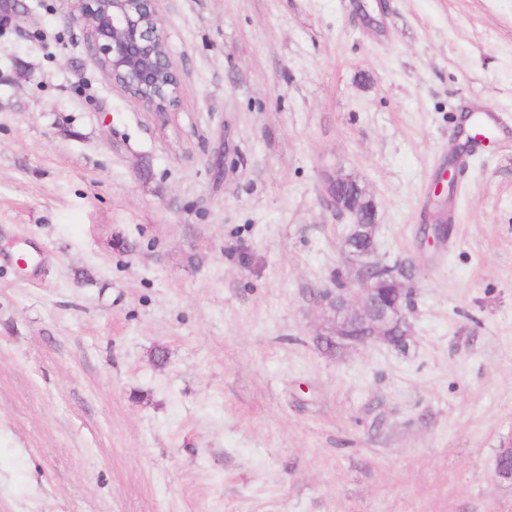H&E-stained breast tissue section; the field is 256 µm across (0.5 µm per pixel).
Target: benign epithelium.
I'll use <instances>...</instances> for the list:
<instances>
[{
  "label": "benign epithelium",
  "mask_w": 512,
  "mask_h": 512,
  "mask_svg": "<svg viewBox=\"0 0 512 512\" xmlns=\"http://www.w3.org/2000/svg\"><path fill=\"white\" fill-rule=\"evenodd\" d=\"M156 0H61L81 23L101 66L131 100L159 115L178 101L179 76L161 32ZM340 175L325 178L328 207L349 214L352 229L341 253L355 272L358 287L328 288L314 299L317 338L336 341V349L358 345L398 346L412 336L409 314L413 266L377 259L376 218H362L334 191Z\"/></svg>",
  "instance_id": "7a95c632"
}]
</instances>
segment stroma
<instances>
[{"instance_id":"stroma-1","label":"stroma","mask_w":512,"mask_h":512,"mask_svg":"<svg viewBox=\"0 0 512 512\" xmlns=\"http://www.w3.org/2000/svg\"><path fill=\"white\" fill-rule=\"evenodd\" d=\"M0 15V512H512V0H157L134 103L60 0ZM488 115L423 240L464 115ZM356 177L405 348L332 354Z\"/></svg>"}]
</instances>
